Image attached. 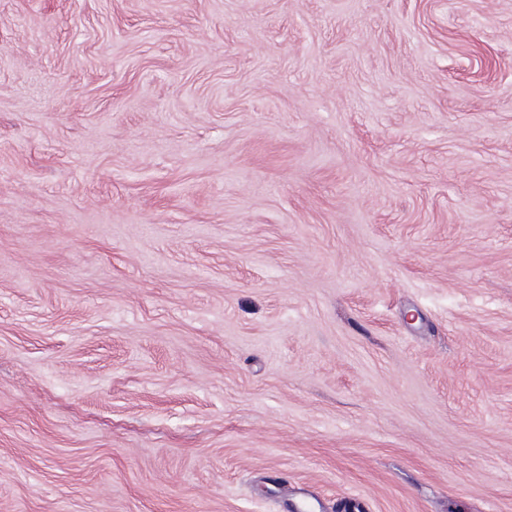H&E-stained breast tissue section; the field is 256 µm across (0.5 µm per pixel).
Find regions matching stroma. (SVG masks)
Returning a JSON list of instances; mask_svg holds the SVG:
<instances>
[{
	"instance_id": "35a3bbf8",
	"label": "stroma",
	"mask_w": 512,
	"mask_h": 512,
	"mask_svg": "<svg viewBox=\"0 0 512 512\" xmlns=\"http://www.w3.org/2000/svg\"><path fill=\"white\" fill-rule=\"evenodd\" d=\"M512 512V0H0V512Z\"/></svg>"
}]
</instances>
